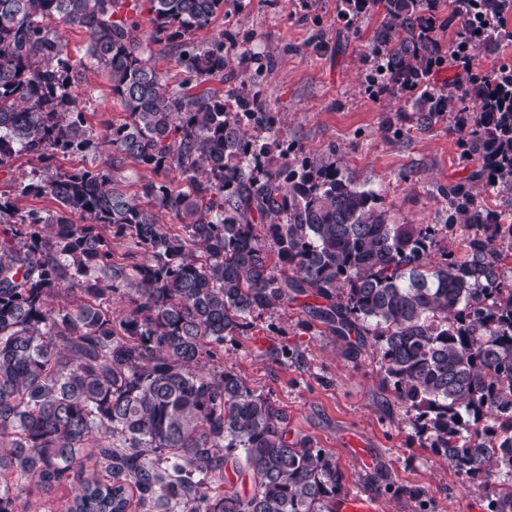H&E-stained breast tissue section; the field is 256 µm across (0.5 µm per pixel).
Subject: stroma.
Here are the masks:
<instances>
[{
  "label": "stroma",
  "mask_w": 512,
  "mask_h": 512,
  "mask_svg": "<svg viewBox=\"0 0 512 512\" xmlns=\"http://www.w3.org/2000/svg\"><path fill=\"white\" fill-rule=\"evenodd\" d=\"M346 0H224V8L192 32L199 46L224 43L223 80L191 85L226 100H254L276 120L275 137L296 156L335 163L341 174L373 190L394 224H441L450 187H471L481 209L512 214V195L489 186L480 155L464 151L455 112L426 122L406 98L370 97V52L385 18L373 7L354 22L343 17ZM502 34L478 50L480 70L512 68V0H505ZM75 92L93 138L126 114L105 75L84 70ZM306 297L253 316L250 327L224 339V357L203 360V371L235 370L288 414L291 435L307 437L334 455L349 493L363 492L376 475L386 492L381 512H486L489 491L466 481L428 448L405 422V411L381 382L373 346L354 348L310 318ZM263 344H255V337ZM288 347L293 363L276 352Z\"/></svg>",
  "instance_id": "obj_1"
}]
</instances>
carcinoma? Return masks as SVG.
<instances>
[{
    "label": "carcinoma",
    "mask_w": 512,
    "mask_h": 512,
    "mask_svg": "<svg viewBox=\"0 0 512 512\" xmlns=\"http://www.w3.org/2000/svg\"><path fill=\"white\" fill-rule=\"evenodd\" d=\"M369 2L386 11L374 35L385 72L370 80L422 88L439 52L422 0ZM456 2L479 19L503 6ZM149 3L151 40L178 55L185 82L224 78V43L186 38L224 0ZM139 9L0 0V173L13 175L10 160L25 152L39 167L15 180L18 191L57 204L19 215L0 197V512H20L34 477L38 487L68 479L91 446L104 476L77 477L68 512H127L131 487L148 512H333L346 494L334 457L289 437L288 414L234 371L198 370L225 335L298 295L324 300L309 313L332 330L370 338L409 425L460 476L503 475L487 509L512 512V288L495 247L512 239V221L475 209L458 185L447 223H390L377 195L333 164L251 136L270 117L249 100L170 87L139 38ZM57 19L84 30L86 59L65 53ZM89 64L127 112L96 144L73 91ZM478 99L464 146L512 194V74ZM413 107L429 120L453 102L421 94ZM95 146L154 178L130 194L96 165L54 166L59 153ZM276 150L274 170L244 165ZM158 205L182 233L164 229ZM455 220L474 229L461 257L435 250ZM112 236L132 245L121 263ZM228 467L250 493L199 490L196 477L222 479Z\"/></svg>",
    "instance_id": "carcinoma-1"
}]
</instances>
